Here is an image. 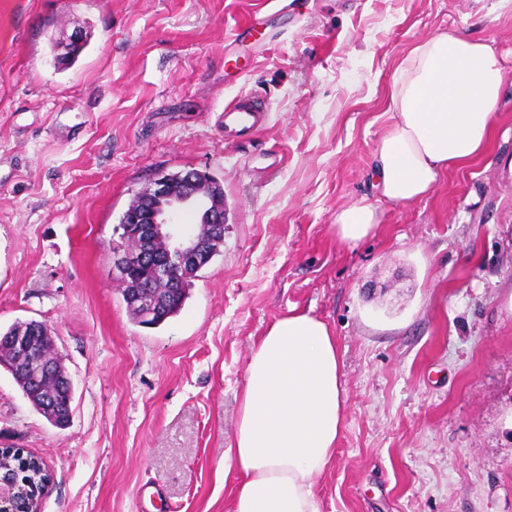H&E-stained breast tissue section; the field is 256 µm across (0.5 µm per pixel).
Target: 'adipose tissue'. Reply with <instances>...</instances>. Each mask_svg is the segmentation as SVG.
<instances>
[{"label":"adipose tissue","instance_id":"ef3b65f1","mask_svg":"<svg viewBox=\"0 0 512 512\" xmlns=\"http://www.w3.org/2000/svg\"><path fill=\"white\" fill-rule=\"evenodd\" d=\"M503 83L490 43L443 31L416 45L394 72L393 123L375 157L379 199L407 204L480 155ZM378 222L373 205L336 217L341 238L357 242ZM345 388L336 338L325 321L289 310L253 348L240 394L232 512H321L315 485L344 429Z\"/></svg>","mask_w":512,"mask_h":512}]
</instances>
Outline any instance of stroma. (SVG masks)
<instances>
[{
  "label": "stroma",
  "instance_id": "35a3bbf8",
  "mask_svg": "<svg viewBox=\"0 0 512 512\" xmlns=\"http://www.w3.org/2000/svg\"><path fill=\"white\" fill-rule=\"evenodd\" d=\"M441 30L494 42L493 137L379 201L393 74ZM244 94L270 110L227 133ZM192 169L223 190L224 244L145 327L120 218ZM365 204L378 224L342 241ZM292 308L330 325L344 373L321 512H512V0H0V330L46 323L74 385L58 427L0 366V448L46 463L41 512H231L246 365ZM336 224L344 241H360L378 224L377 208L370 204L350 206L337 215Z\"/></svg>",
  "mask_w": 512,
  "mask_h": 512
}]
</instances>
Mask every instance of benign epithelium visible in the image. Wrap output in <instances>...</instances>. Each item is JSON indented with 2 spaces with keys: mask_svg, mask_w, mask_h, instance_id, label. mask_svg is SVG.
<instances>
[{
  "mask_svg": "<svg viewBox=\"0 0 512 512\" xmlns=\"http://www.w3.org/2000/svg\"><path fill=\"white\" fill-rule=\"evenodd\" d=\"M185 206L201 211L200 223L191 230H185L173 222V215ZM126 223L138 225L137 248L116 257L114 264L119 277H125L129 266L140 264L152 268L158 276L177 287L183 276L209 257L208 236L215 233L224 235V199L213 195L197 178L196 171L168 175L154 180L146 193L140 195L139 203L128 214ZM47 325L32 324L29 335L0 336V346L11 350L19 373L35 385L44 377H58L62 401L60 407L50 406L62 415L71 416L73 385L67 372L60 370V362H49L35 352L29 336ZM20 502L15 482L0 477V512H18Z\"/></svg>",
  "mask_w": 512,
  "mask_h": 512,
  "instance_id": "obj_1",
  "label": "benign epithelium"
}]
</instances>
